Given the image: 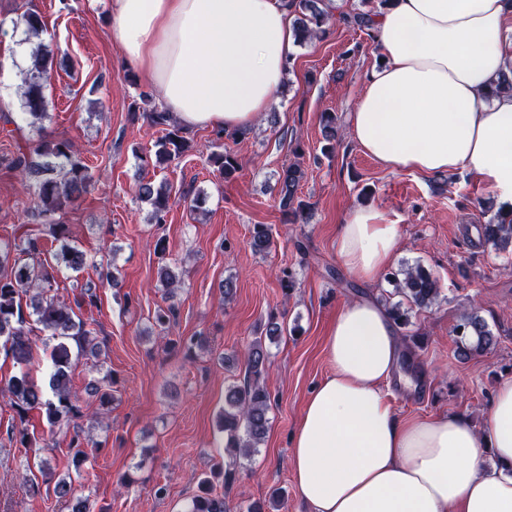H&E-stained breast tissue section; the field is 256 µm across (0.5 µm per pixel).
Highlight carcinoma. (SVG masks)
I'll list each match as a JSON object with an SVG mask.
<instances>
[{"instance_id":"cac0c4a2","label":"carcinoma","mask_w":512,"mask_h":512,"mask_svg":"<svg viewBox=\"0 0 512 512\" xmlns=\"http://www.w3.org/2000/svg\"><path fill=\"white\" fill-rule=\"evenodd\" d=\"M296 13L298 41L307 43L326 32L330 20L326 0H291ZM374 11H359L345 17V22L362 30L370 31ZM27 36L37 37L43 32L41 17L34 11L21 15ZM54 57L43 51L42 46L33 50V65L21 72V108L23 115L33 120L45 116L46 100L43 83L53 69ZM147 122L158 127L163 135L154 143V166L167 165L192 149L191 140L183 129L175 125L170 113L154 105L143 110ZM324 137L329 141L325 150L330 152V142L336 139V113H321ZM219 173L229 178L240 165L230 151L211 157ZM0 164L16 171L22 187L41 205L43 212L52 215L79 200L91 185L89 167L74 152L68 140L42 138L26 149H18L11 156L0 158ZM304 173L296 164L282 170L279 180L280 207L291 215L298 216L306 204L298 196ZM137 198L152 209L153 220L165 223L170 208V188L167 182L155 183L139 178L136 184ZM479 242L484 246L503 249L512 243V217L497 216L486 224L476 225ZM46 236L59 243L53 261L34 260L26 262L19 255L41 254L40 238L26 232L8 241H0V338L4 339V350L13 362L27 366L32 360L36 340L34 329L46 333L45 341L53 342L50 359L49 389L43 387L23 373L15 376L0 388L7 395L15 410L19 425L15 426L10 441L22 448L32 447V440L25 428L27 414L32 409L45 412L51 426L70 436L68 447L72 448V465L80 471L88 459L86 448L98 446L90 436L84 434L75 422L80 414L79 394L72 385L71 367L73 356H98L101 342L93 330L75 313L73 307L58 299L54 293L59 274L64 270L78 272L86 265V256L74 244L69 226L55 220L45 223ZM249 245L256 253H265L271 246V231L265 224H254L250 229ZM396 292L402 299L383 302L394 322L400 327L410 325L414 312L427 310L436 304L440 295L438 280L420 265L408 266L400 274L392 275ZM160 282L165 286L166 307L155 312L154 322L163 327L176 312L175 300L182 284V273L168 265L160 268ZM284 327L275 316H270L265 337L257 336L249 344L246 354V369L243 380L231 385L224 395V413L219 428L226 436L225 448L241 456L249 457L266 438L269 430L268 412L271 396L266 386L269 361L264 340L276 342ZM456 356L468 361L494 348L495 336L488 322L475 312L462 314L453 327ZM88 396L95 398L104 408L112 402V375L101 379V384L86 389ZM40 473L48 480H55V493L69 500L71 512H91L89 497L73 496L72 484L65 478H55L49 461L40 463ZM188 512H228L224 497L213 492V481L204 478L198 493L192 498Z\"/></svg>"}]
</instances>
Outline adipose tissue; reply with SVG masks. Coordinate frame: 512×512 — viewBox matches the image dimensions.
<instances>
[{"mask_svg": "<svg viewBox=\"0 0 512 512\" xmlns=\"http://www.w3.org/2000/svg\"><path fill=\"white\" fill-rule=\"evenodd\" d=\"M111 34L161 107L187 128L246 131L278 102L296 47L289 0H110ZM381 62L349 116L353 141L393 172L466 173L512 210V0H388ZM399 227L373 207L339 225L358 281L392 265ZM332 370L291 437L308 512H512V377L485 427L460 414L404 418L386 390L407 348L382 304L342 305Z\"/></svg>", "mask_w": 512, "mask_h": 512, "instance_id": "obj_1", "label": "adipose tissue"}]
</instances>
